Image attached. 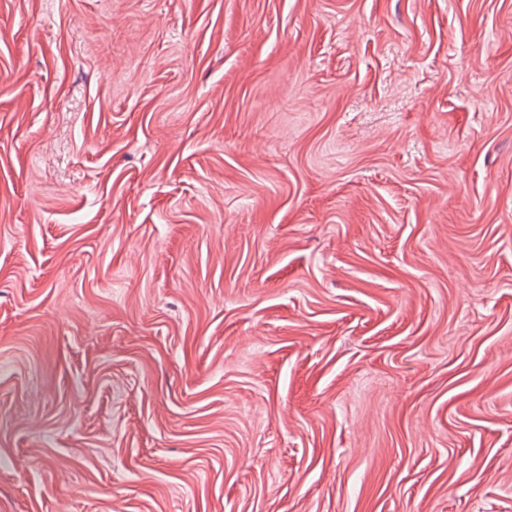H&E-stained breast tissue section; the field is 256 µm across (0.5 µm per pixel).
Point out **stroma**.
<instances>
[{"label": "stroma", "instance_id": "obj_1", "mask_svg": "<svg viewBox=\"0 0 512 512\" xmlns=\"http://www.w3.org/2000/svg\"><path fill=\"white\" fill-rule=\"evenodd\" d=\"M0 512H512V0H0Z\"/></svg>", "mask_w": 512, "mask_h": 512}]
</instances>
